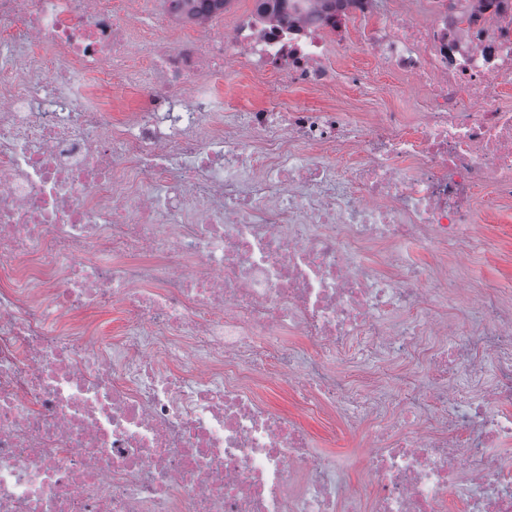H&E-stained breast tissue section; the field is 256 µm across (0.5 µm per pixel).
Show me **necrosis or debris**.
Wrapping results in <instances>:
<instances>
[{
  "mask_svg": "<svg viewBox=\"0 0 512 512\" xmlns=\"http://www.w3.org/2000/svg\"><path fill=\"white\" fill-rule=\"evenodd\" d=\"M166 3L158 44L136 4L0 0V512H512V280L464 274L512 201V0ZM360 52L419 122L282 101ZM396 360L428 380L327 371ZM273 385L362 433L358 484ZM250 81L245 74L232 78L224 83V103L227 107L233 106L238 109L261 105L263 99L251 91Z\"/></svg>",
  "mask_w": 512,
  "mask_h": 512,
  "instance_id": "4bbe7bcc",
  "label": "necrosis or debris"
}]
</instances>
